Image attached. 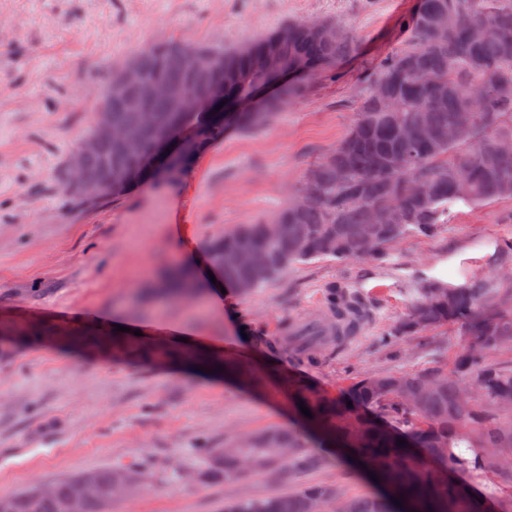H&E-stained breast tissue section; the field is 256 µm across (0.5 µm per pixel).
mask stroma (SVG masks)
Here are the masks:
<instances>
[{"mask_svg": "<svg viewBox=\"0 0 512 512\" xmlns=\"http://www.w3.org/2000/svg\"><path fill=\"white\" fill-rule=\"evenodd\" d=\"M418 0H0V495L116 465L145 466L141 490L112 512H222L225 502L295 491L319 480L349 495L375 491L369 476L333 461L323 471L244 473L204 480L198 450L266 428L292 430L308 450L288 388L269 365L305 372L336 396L373 372L429 371L452 362L450 325L388 345L385 330L430 281L477 276L512 289V202L448 208L431 238L408 234L385 258H316L292 264L254 293L227 290L171 301L155 289L167 268L202 256L206 243L299 200L310 168L356 123L380 63L406 37ZM340 21L353 42L335 76L304 80L301 95L267 127L229 134L173 182H150L95 206L69 198L57 174L93 120L113 67L144 46L177 37L232 47L291 23ZM360 301L362 336L310 362L286 340L284 322L305 327L328 287ZM69 330L120 321L148 340L177 333L195 346L247 363L241 383L164 365L89 356L56 340L19 345L30 322ZM251 327L242 336V324Z\"/></svg>", "mask_w": 512, "mask_h": 512, "instance_id": "stroma-1", "label": "stroma"}]
</instances>
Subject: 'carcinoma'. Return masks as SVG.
<instances>
[{"mask_svg":"<svg viewBox=\"0 0 512 512\" xmlns=\"http://www.w3.org/2000/svg\"><path fill=\"white\" fill-rule=\"evenodd\" d=\"M318 25L334 30L332 39L321 35ZM318 25H290L287 36L272 33L247 49L200 46L192 62L177 38L127 59L122 67L135 64L139 78L119 95L101 94L98 107L107 111L112 126L138 137L144 148L142 182L157 177L153 143L159 125L195 130L205 148L233 131L271 123L283 106L272 103L261 118L247 111L226 112L224 125H213L206 112L182 114L173 98L147 96L143 81L205 94L210 77L222 73L224 101L230 104L263 76V62L271 56L290 69L303 64L311 75L329 70L347 51L349 38L337 21ZM407 33L371 81L356 124L309 172L302 199L270 219L241 224L208 243L210 263L242 245L270 256L266 272L247 266L222 269L226 285L237 292L246 287L247 296L299 261L380 260L383 247L407 233L434 235L456 201H512V193L504 189L512 184V0H419L407 19ZM421 125L433 137L414 142L408 132ZM393 158L407 159L408 168L387 171ZM132 164L106 138L83 158L91 184H109ZM408 179L422 183L426 195L400 196ZM394 210L397 222L376 225L377 249L366 252L364 240L374 216ZM274 224L281 227L276 236ZM199 283L193 268L174 266L159 288L178 298ZM325 303L329 311L319 328L334 335L332 310L349 300L333 287L327 289ZM510 303L512 293L500 295L476 278L461 286L421 289L420 299L387 330V340L458 325L459 348L446 370L366 374L336 399L286 377L291 395L312 413L303 418L307 428L352 461L372 467L382 492L350 497L340 491L325 498L328 485L315 483L288 495L240 499L225 512H311L317 500L321 512H488L496 498H475L462 477L479 483L493 475L494 467L512 464V369L487 361L491 352L512 350ZM52 335L117 358L157 364L211 361L184 347L154 345L97 327ZM400 438L405 445H399ZM248 463L270 472L286 467L293 476L319 470L328 460L305 451L293 433L277 430L259 432L240 445L200 450V474L212 481L229 482ZM139 473L134 465L79 472L47 488L0 496V512H71L76 500L79 512H108L121 478L134 479ZM87 484L93 492L79 496ZM400 496L404 503L398 506L393 498Z\"/></svg>","mask_w":512,"mask_h":512,"instance_id":"1","label":"carcinoma"}]
</instances>
